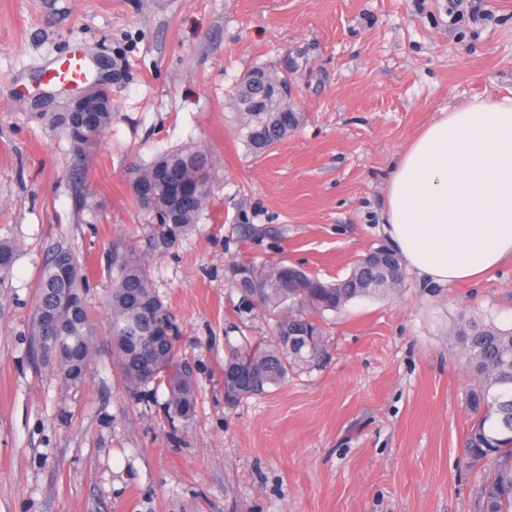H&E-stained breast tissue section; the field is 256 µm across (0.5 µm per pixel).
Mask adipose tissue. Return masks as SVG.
<instances>
[{
	"label": "adipose tissue",
	"mask_w": 512,
	"mask_h": 512,
	"mask_svg": "<svg viewBox=\"0 0 512 512\" xmlns=\"http://www.w3.org/2000/svg\"><path fill=\"white\" fill-rule=\"evenodd\" d=\"M383 230L404 267L473 281L512 258V98L442 113L392 171Z\"/></svg>",
	"instance_id": "obj_1"
}]
</instances>
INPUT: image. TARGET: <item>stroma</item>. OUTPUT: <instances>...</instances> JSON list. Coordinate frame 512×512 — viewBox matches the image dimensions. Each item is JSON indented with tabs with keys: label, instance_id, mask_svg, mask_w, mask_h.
<instances>
[{
	"label": "stroma",
	"instance_id": "obj_1",
	"mask_svg": "<svg viewBox=\"0 0 512 512\" xmlns=\"http://www.w3.org/2000/svg\"><path fill=\"white\" fill-rule=\"evenodd\" d=\"M455 22L451 0H0V512H478L457 462L471 416L448 350L463 314L512 326V260L475 282L406 272L386 297L325 312L332 359L236 406L224 349L234 260L325 281L385 246L399 155L443 110L512 97V0ZM75 51L112 93V126L77 161L47 115L69 92L42 71ZM262 68L287 78L299 126L262 156L233 97ZM203 147L210 196L167 252L129 172ZM64 244L90 270L97 355L64 385L37 357L39 271ZM135 249L179 327L196 381L187 421L124 386L106 321L114 248Z\"/></svg>",
	"mask_w": 512,
	"mask_h": 512
}]
</instances>
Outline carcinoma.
<instances>
[{"label":"carcinoma","mask_w":512,"mask_h":512,"mask_svg":"<svg viewBox=\"0 0 512 512\" xmlns=\"http://www.w3.org/2000/svg\"><path fill=\"white\" fill-rule=\"evenodd\" d=\"M277 112H254L237 106L244 138L255 154L278 144L300 122V115L278 103ZM77 160L103 138L112 126V109L104 112H54ZM211 158L204 150L167 153L149 164L132 168V199L140 205L139 188L154 196L144 213L153 224L150 246L155 252L172 247L177 238L198 224L209 199ZM18 245L0 241V274L9 272ZM373 250L358 259L349 275L324 282L295 268L288 282V266L279 262L256 265L235 261L228 277L241 294L242 305L274 317L269 336H241L227 345L224 356V393L236 405L259 394L288 374L320 365L329 356L321 324L326 311L343 310L351 301L388 294L396 287L393 274ZM89 282L86 266L68 247L58 245L48 254L40 272L33 318L34 343L53 363L63 383L79 387L95 356L94 318L84 297ZM108 326L112 350L129 391L150 399L161 388L167 392V420H186L196 410L193 373L178 356L175 322L156 290L149 268L133 251L112 254L108 292ZM51 312L62 328V342L49 355L53 332L42 313ZM448 349L462 363L469 378L466 406L471 426L458 451V461L475 472L480 512H512V328L493 320L460 316L448 332Z\"/></svg>","instance_id":"cac0c4a2"}]
</instances>
